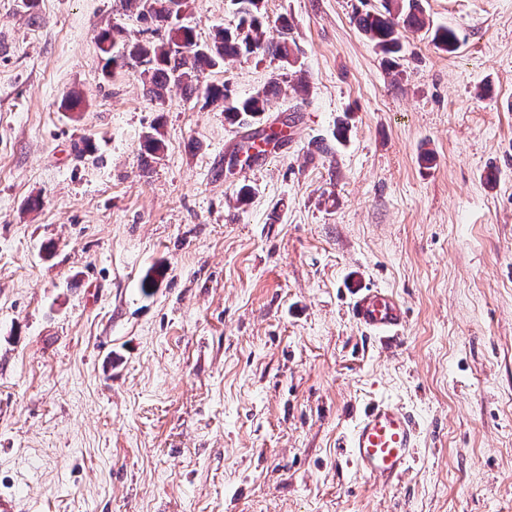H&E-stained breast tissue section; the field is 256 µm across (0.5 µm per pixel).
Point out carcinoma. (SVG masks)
Segmentation results:
<instances>
[{
  "mask_svg": "<svg viewBox=\"0 0 512 512\" xmlns=\"http://www.w3.org/2000/svg\"><path fill=\"white\" fill-rule=\"evenodd\" d=\"M237 6L239 22L235 28L215 32L211 42L197 44L193 30L179 24L190 8V0H121V7L138 19L148 22L152 39L132 42L127 39L124 27L115 24L99 35L112 40V52L102 53L103 71L116 77L131 70L139 73L147 94L157 100L164 99L170 85L188 92L197 89L199 73L215 68L228 58H272L283 68L296 63L295 42L289 38V25L281 20L278 36L268 37L267 17L261 12V0H233ZM381 8L367 11L356 17L360 30L386 56L394 66L403 50L399 29H421L426 21L418 0H380ZM434 44L448 52L458 45L456 32L447 27L435 29ZM279 90V83L239 99L226 83L206 86L204 94L211 103L224 104L225 118L242 128L260 119L267 112L268 96ZM163 148L159 127L152 126L143 135L141 162L158 158Z\"/></svg>",
  "mask_w": 512,
  "mask_h": 512,
  "instance_id": "cac0c4a2",
  "label": "carcinoma"
}]
</instances>
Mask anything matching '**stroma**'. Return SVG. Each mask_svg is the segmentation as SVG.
<instances>
[{
    "instance_id": "obj_1",
    "label": "stroma",
    "mask_w": 512,
    "mask_h": 512,
    "mask_svg": "<svg viewBox=\"0 0 512 512\" xmlns=\"http://www.w3.org/2000/svg\"><path fill=\"white\" fill-rule=\"evenodd\" d=\"M114 3L0 0V495L23 512H512V0H420L395 68L356 24L377 0H261L288 17L295 66L229 60L161 101L138 72L103 75L99 34L145 29ZM183 22L203 43L238 16L192 0ZM274 79L266 125L291 139L238 160L243 129L202 89ZM367 287L406 307L397 344L353 320ZM378 398L420 431L386 487L339 453ZM158 126H152L150 131L143 135L141 162L148 165L150 160H156L163 148V140Z\"/></svg>"
}]
</instances>
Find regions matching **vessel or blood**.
Here are the masks:
<instances>
[{
	"instance_id": "obj_1",
	"label": "vessel or blood",
	"mask_w": 512,
	"mask_h": 512,
	"mask_svg": "<svg viewBox=\"0 0 512 512\" xmlns=\"http://www.w3.org/2000/svg\"><path fill=\"white\" fill-rule=\"evenodd\" d=\"M353 319L369 334L399 338L407 311L377 288L356 291L349 303ZM419 433L411 414L400 404L381 399L365 406L340 453L361 473L382 484L401 479L411 469Z\"/></svg>"
}]
</instances>
